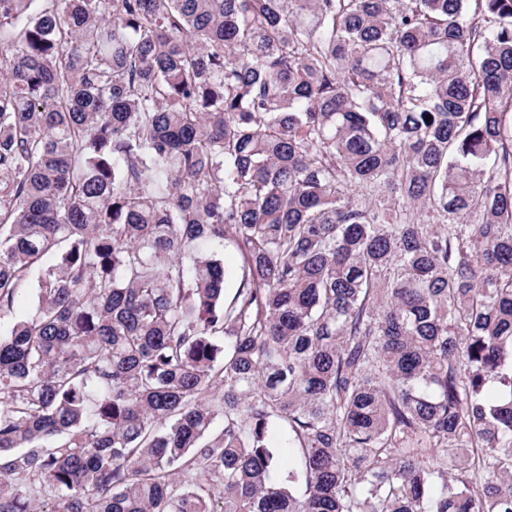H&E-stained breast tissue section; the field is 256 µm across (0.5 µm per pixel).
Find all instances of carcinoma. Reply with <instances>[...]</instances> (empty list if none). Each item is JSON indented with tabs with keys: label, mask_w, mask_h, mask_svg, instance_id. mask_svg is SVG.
Instances as JSON below:
<instances>
[{
	"label": "carcinoma",
	"mask_w": 512,
	"mask_h": 512,
	"mask_svg": "<svg viewBox=\"0 0 512 512\" xmlns=\"http://www.w3.org/2000/svg\"><path fill=\"white\" fill-rule=\"evenodd\" d=\"M2 321L0 512H512V0H0ZM224 266L229 270L231 276L226 285L227 295L231 296L237 287V277L240 273L242 259L238 250L233 244L226 242L223 250Z\"/></svg>",
	"instance_id": "carcinoma-1"
}]
</instances>
